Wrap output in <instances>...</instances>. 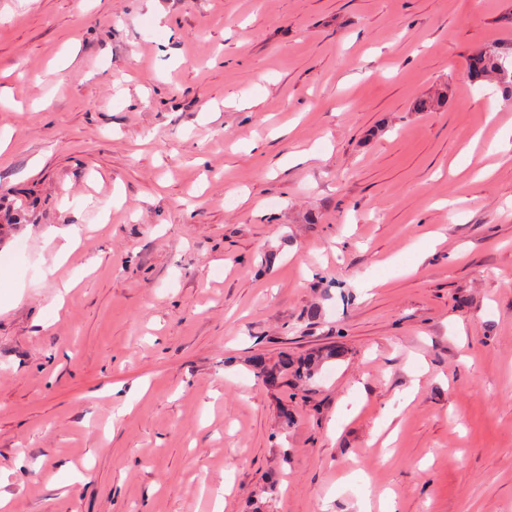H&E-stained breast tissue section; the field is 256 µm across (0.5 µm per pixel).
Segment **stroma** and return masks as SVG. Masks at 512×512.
<instances>
[{
	"label": "stroma",
	"instance_id": "stroma-1",
	"mask_svg": "<svg viewBox=\"0 0 512 512\" xmlns=\"http://www.w3.org/2000/svg\"><path fill=\"white\" fill-rule=\"evenodd\" d=\"M493 44L512 0H0L7 512H512ZM497 47H489L480 50L469 58L468 74L473 81H481L484 78H494L506 97L512 98V74L499 56ZM505 66L507 73L504 75L501 68Z\"/></svg>",
	"mask_w": 512,
	"mask_h": 512
}]
</instances>
